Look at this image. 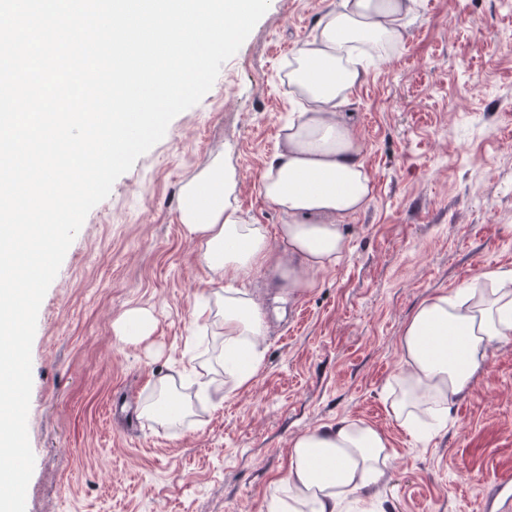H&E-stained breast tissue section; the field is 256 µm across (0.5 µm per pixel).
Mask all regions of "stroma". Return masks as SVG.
<instances>
[{"mask_svg":"<svg viewBox=\"0 0 512 512\" xmlns=\"http://www.w3.org/2000/svg\"><path fill=\"white\" fill-rule=\"evenodd\" d=\"M338 0H270L212 88L87 215L39 309L26 512H266L293 439L348 417L391 442L385 476L350 512H482L512 479V337L494 341L447 424L411 436L390 413L399 337L425 299L481 274L512 273V8L502 0H418L405 42L371 67L344 108L374 192L344 221L348 249L310 288L252 272L268 326L255 381L195 401L172 424L141 403L187 363L210 273L178 221L182 186L216 153L236 172L240 216L287 223L260 192L299 104L292 52ZM152 335L119 341L126 310ZM155 326L152 313L147 309L133 308L125 311L117 321L116 335L129 344L148 339Z\"/></svg>","mask_w":512,"mask_h":512,"instance_id":"1","label":"stroma"}]
</instances>
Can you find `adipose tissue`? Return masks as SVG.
<instances>
[{
  "label": "adipose tissue",
  "instance_id": "adipose-tissue-1",
  "mask_svg": "<svg viewBox=\"0 0 512 512\" xmlns=\"http://www.w3.org/2000/svg\"><path fill=\"white\" fill-rule=\"evenodd\" d=\"M415 0H340L317 23L288 62L290 93L301 105L279 136L261 180L264 197L288 221L275 233L241 219L231 198L237 187L223 155L182 189L179 222L199 247L213 289L197 311L220 338L223 377L199 381L196 398L218 403L249 386L261 367L267 323L258 300L236 283L258 271L291 288H310L315 274L334 267L347 250L343 221L367 206L373 187L362 145L341 109L368 66L402 45ZM512 336V276L426 299L402 328L401 368L390 411L411 434L441 425L457 399L473 385L494 340ZM184 371L162 377L142 407L145 416L172 422L190 400L179 389ZM378 427L343 418L298 435L282 486L267 512H346L353 497L377 483L392 459Z\"/></svg>",
  "mask_w": 512,
  "mask_h": 512
}]
</instances>
